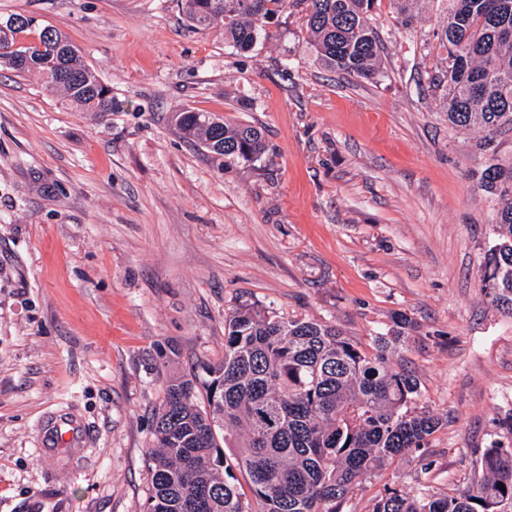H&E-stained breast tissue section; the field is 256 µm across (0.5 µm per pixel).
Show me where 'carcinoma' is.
<instances>
[{
    "instance_id": "carcinoma-1",
    "label": "carcinoma",
    "mask_w": 512,
    "mask_h": 512,
    "mask_svg": "<svg viewBox=\"0 0 512 512\" xmlns=\"http://www.w3.org/2000/svg\"><path fill=\"white\" fill-rule=\"evenodd\" d=\"M289 0H182L189 26L224 22V40L241 50ZM307 31L330 70L375 80L382 72L373 13L382 0H302ZM441 47L446 64L429 75L442 89L448 124L482 133L489 156L480 186L501 200L499 253H490L484 283L490 303L512 314V166L497 158L496 136L512 130V0H448ZM0 66L38 75L81 111L114 109L80 49L32 16L0 22ZM172 121L185 137L229 164L252 162L265 149L260 128L209 111L184 109ZM372 339L370 349L314 318H284L240 304L224 319V362L208 379L174 377L152 424L145 512H250L224 461L220 438L237 436V466L263 512H342L367 477L408 452L429 447L441 419L417 410L421 381L390 355L405 343L410 321ZM206 404L199 405L198 390ZM505 490H500V486ZM373 512H512V448L494 444L470 486L438 494L420 483L387 488Z\"/></svg>"
}]
</instances>
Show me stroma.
<instances>
[{"mask_svg":"<svg viewBox=\"0 0 512 512\" xmlns=\"http://www.w3.org/2000/svg\"><path fill=\"white\" fill-rule=\"evenodd\" d=\"M17 14L65 34L115 108L95 119L0 70V512H143L166 386L223 361L241 303L364 346L394 314L414 323L402 356L443 424L343 512L466 487L512 442V316L483 291L499 201L477 133L428 83L448 0L408 25L382 6L372 81L321 64L298 0L246 52L178 0H0V21ZM186 108L261 127L265 153L222 168L172 123ZM66 404L90 456L50 469L37 425Z\"/></svg>","mask_w":512,"mask_h":512,"instance_id":"1","label":"stroma"}]
</instances>
